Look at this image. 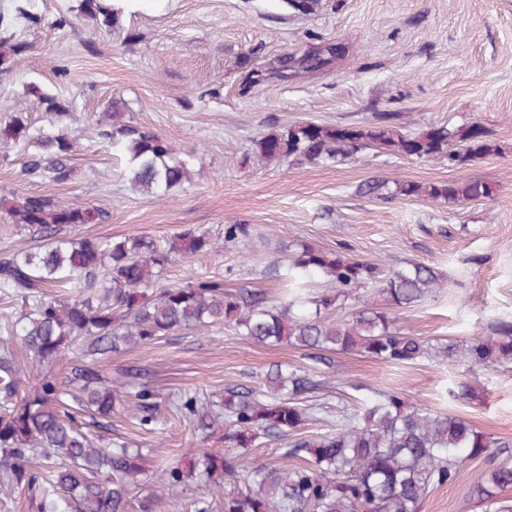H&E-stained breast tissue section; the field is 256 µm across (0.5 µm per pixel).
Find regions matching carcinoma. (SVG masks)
<instances>
[{
	"instance_id": "carcinoma-1",
	"label": "carcinoma",
	"mask_w": 512,
	"mask_h": 512,
	"mask_svg": "<svg viewBox=\"0 0 512 512\" xmlns=\"http://www.w3.org/2000/svg\"><path fill=\"white\" fill-rule=\"evenodd\" d=\"M121 0H81L80 13L112 31ZM333 43L322 40L301 53H284L246 70L248 89L286 82L332 69ZM25 46L0 52V70L18 65ZM46 123L35 125L16 115L0 128V148L27 150L22 175L50 177L58 183L73 175V136L62 126L73 102L40 93ZM378 114L375 122L350 128L300 123L272 132L258 142L266 162H334L363 149H385L418 159L446 158L465 163L497 151L478 125L451 130L431 127L408 135ZM97 137L128 163L127 180L141 194L168 192L190 179L189 162L153 132L122 120L114 104L95 121ZM34 151H29V148ZM360 193L379 199L422 197L463 203L487 198L491 187L478 180L462 183L362 184ZM3 219L40 239L23 242L0 257V289L22 301L12 336L0 340V397L11 405L0 415V484L28 490L39 512H125L144 471V456L125 441L91 431L67 411L68 401L96 418L122 410L143 427L159 424L156 394L140 381L138 369L108 381L102 367L108 356L130 344L152 341L172 331H206L228 325L255 343L286 342L320 361L322 353H360L384 362L419 358L462 362L471 370L512 364V317L490 324V334L470 340L425 341L397 325V314L436 296L445 287L431 265L380 266L345 252L323 251L299 240L289 251L281 276L291 283L277 304L248 288L224 289V280L198 276L184 285L157 287L174 261L211 248L205 231L187 229L159 241L127 235L105 241L61 235L65 228L97 224L102 211L79 201L20 195L0 201ZM249 224L224 225V245L251 238ZM366 287L376 288L380 303L363 305L350 318L330 311ZM19 344L49 366L71 350L64 381L47 376L22 393L11 354ZM322 383L310 370L274 365L264 381L228 388L213 399L185 393L171 403L202 438L224 430V455L197 448L190 462L170 458L156 468L143 512L179 488L195 482L206 492L193 512H214L213 490L224 493L223 512H418L429 491L453 482L463 457L488 454V483L512 486V441L485 435L462 418L410 404L401 397L372 391L360 410L346 415L325 434L308 435L309 395ZM289 438L278 463H242L244 451L263 439Z\"/></svg>"
}]
</instances>
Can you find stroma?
<instances>
[{
    "instance_id": "obj_1",
    "label": "stroma",
    "mask_w": 512,
    "mask_h": 512,
    "mask_svg": "<svg viewBox=\"0 0 512 512\" xmlns=\"http://www.w3.org/2000/svg\"><path fill=\"white\" fill-rule=\"evenodd\" d=\"M80 0H0V13L24 5L32 21L0 27V38L26 44L22 62L0 72V126L26 113L45 114L38 92L76 97L66 124L76 132L74 175L59 184L23 180V150L0 151V198L36 193L102 210L97 224L70 229L72 237L110 239L128 234L169 238L185 229L207 231L213 246L171 265L159 287L198 274L226 288H251L277 298V262L295 241L350 254L388 269L425 262L447 282L437 296L401 314L398 324L425 340H468L488 334L494 318L512 316V0H321L310 14L284 0H124L112 32L80 16ZM322 39L346 44L333 71L287 83L242 87V61L259 65L301 52ZM119 103L126 119L191 155V178L160 196L132 192L126 164L98 139L89 118ZM398 114L414 133L435 125L481 124L499 151L463 165L367 149L336 163H259L256 143L272 131L310 122L352 127L375 113ZM481 180L491 197L468 203L412 197L380 200L359 194L366 181ZM252 225V239L224 246V227ZM314 400L307 430L335 427L370 390L460 417L477 431L512 439V366L478 373L476 399L456 401L448 389L468 377L466 365L422 358L381 362L337 353ZM316 369L303 350L260 345L217 326L185 329L113 354L116 376L130 366L146 371L166 412L161 426L141 428L124 415L109 433L143 448L145 472L128 504L152 489L161 461L223 440L200 442L190 423L169 412L185 393L218 395L257 385L271 364ZM485 458L462 462L455 481L433 488L419 512H484L468 497L483 483Z\"/></svg>"
}]
</instances>
